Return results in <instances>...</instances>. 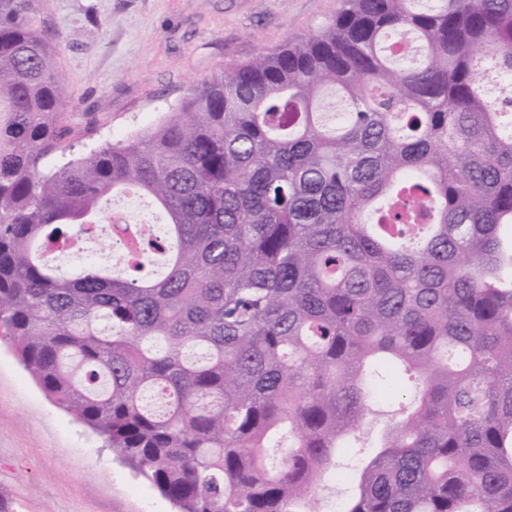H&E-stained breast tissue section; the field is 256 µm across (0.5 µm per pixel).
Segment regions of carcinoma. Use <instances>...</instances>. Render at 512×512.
Segmentation results:
<instances>
[{"label":"carcinoma","instance_id":"obj_1","mask_svg":"<svg viewBox=\"0 0 512 512\" xmlns=\"http://www.w3.org/2000/svg\"><path fill=\"white\" fill-rule=\"evenodd\" d=\"M45 0H0V335L179 512H316L381 392L415 380L340 512H512V0H337L152 129L72 130ZM132 192L126 276L51 251Z\"/></svg>","mask_w":512,"mask_h":512}]
</instances>
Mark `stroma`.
<instances>
[{
  "label": "stroma",
  "instance_id": "stroma-1",
  "mask_svg": "<svg viewBox=\"0 0 512 512\" xmlns=\"http://www.w3.org/2000/svg\"><path fill=\"white\" fill-rule=\"evenodd\" d=\"M336 0H46L62 36L55 63L72 134L64 161L102 140L152 127L228 62L304 37ZM414 384L387 378L336 468L353 473L382 421L399 414ZM0 512H175L171 502L39 388L0 340Z\"/></svg>",
  "mask_w": 512,
  "mask_h": 512
}]
</instances>
